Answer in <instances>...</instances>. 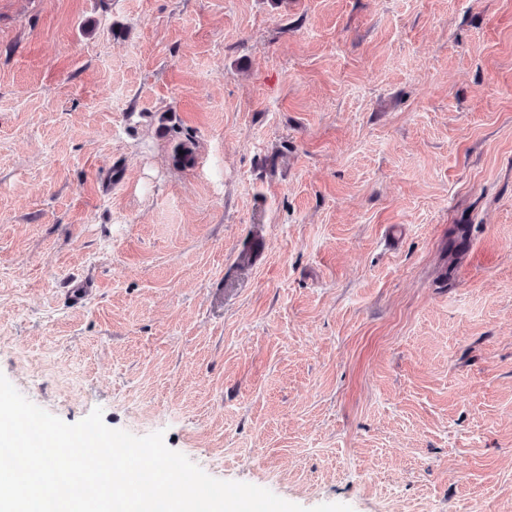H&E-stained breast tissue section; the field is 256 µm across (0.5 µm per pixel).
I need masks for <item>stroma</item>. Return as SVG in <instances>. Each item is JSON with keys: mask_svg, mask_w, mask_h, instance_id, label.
Instances as JSON below:
<instances>
[{"mask_svg": "<svg viewBox=\"0 0 512 512\" xmlns=\"http://www.w3.org/2000/svg\"><path fill=\"white\" fill-rule=\"evenodd\" d=\"M0 374L308 510L512 512V0H0ZM160 130H163L166 136L169 138L171 143L170 160L172 165L179 169H189L195 166L196 163V151L195 144L192 142L190 137L180 138L172 133H177L178 126L176 122H173V116L170 112H163L159 116ZM179 151H183V155L179 154Z\"/></svg>", "mask_w": 512, "mask_h": 512, "instance_id": "stroma-1", "label": "stroma"}]
</instances>
